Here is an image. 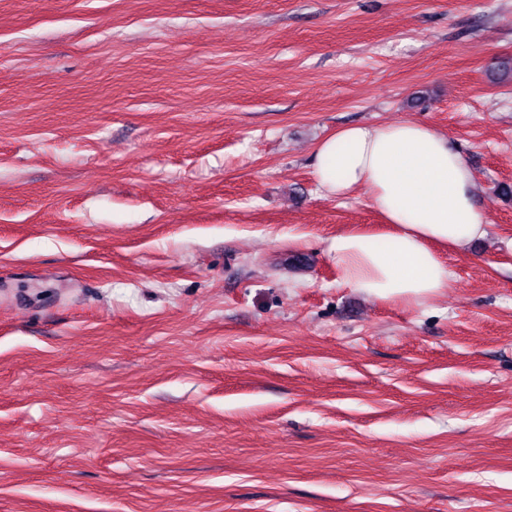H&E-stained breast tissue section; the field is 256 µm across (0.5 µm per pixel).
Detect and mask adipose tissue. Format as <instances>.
Segmentation results:
<instances>
[{"label":"adipose tissue","mask_w":512,"mask_h":512,"mask_svg":"<svg viewBox=\"0 0 512 512\" xmlns=\"http://www.w3.org/2000/svg\"><path fill=\"white\" fill-rule=\"evenodd\" d=\"M313 177L327 196L363 191L389 228L340 232L327 246L344 285L370 297L409 305L443 293L454 276L443 250L487 234L467 158L411 119L336 130L316 146Z\"/></svg>","instance_id":"adipose-tissue-1"}]
</instances>
